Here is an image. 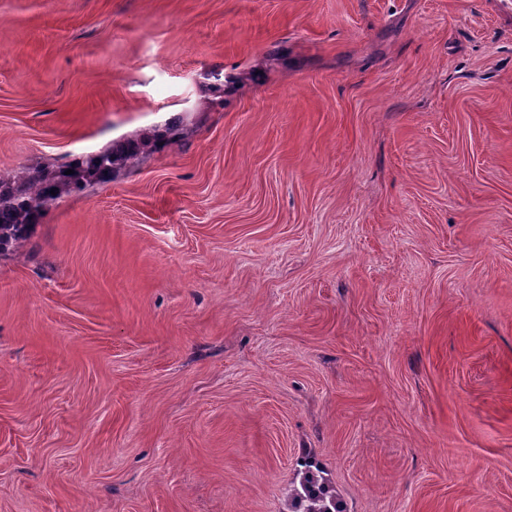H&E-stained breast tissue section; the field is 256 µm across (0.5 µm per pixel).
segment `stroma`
Segmentation results:
<instances>
[{
  "label": "stroma",
  "mask_w": 512,
  "mask_h": 512,
  "mask_svg": "<svg viewBox=\"0 0 512 512\" xmlns=\"http://www.w3.org/2000/svg\"><path fill=\"white\" fill-rule=\"evenodd\" d=\"M0 512H512L497 0H0ZM141 152L137 141L119 148L104 149L80 165L69 164L48 170L36 164L23 168L8 180L0 179V254L25 241L49 207L61 198L80 191L86 184L105 183L119 168L133 165ZM68 169L74 174L65 175ZM55 188V195L50 190ZM297 470L299 481L290 489V512H342L335 490L325 478L318 479L322 471L314 457H304Z\"/></svg>",
  "instance_id": "35a3bbf8"
}]
</instances>
